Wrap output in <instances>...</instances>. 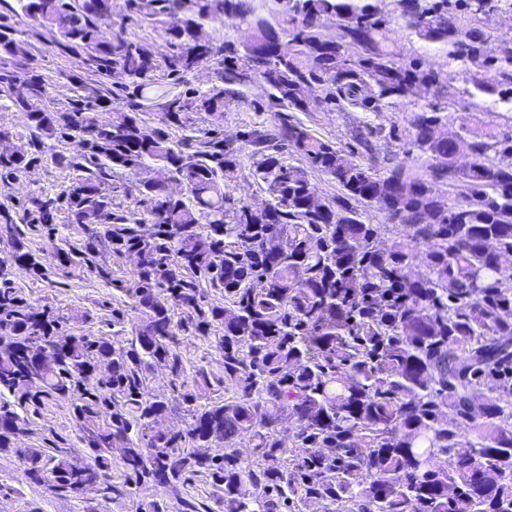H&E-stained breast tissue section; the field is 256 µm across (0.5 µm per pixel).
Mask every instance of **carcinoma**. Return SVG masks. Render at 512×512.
Segmentation results:
<instances>
[{
	"label": "carcinoma",
	"mask_w": 512,
	"mask_h": 512,
	"mask_svg": "<svg viewBox=\"0 0 512 512\" xmlns=\"http://www.w3.org/2000/svg\"><path fill=\"white\" fill-rule=\"evenodd\" d=\"M17 2L57 53L85 54L104 77L120 69L125 83L117 92L79 81L56 106L24 33L0 13V62L24 72L27 86L15 96L16 72L3 69L0 97L28 120L23 148L0 155V191L48 164L80 171L58 193L29 196L20 218L0 205V241L41 277L46 267L19 224L50 226L63 213L95 225L112 255L139 257L127 289L137 326L126 342L59 336L63 316L34 311L0 262V452L21 430L12 402L75 392L94 464L60 448L26 458L29 478L56 491L98 480L116 453L139 487L205 478L207 512H512V125L463 129L469 154L456 155L436 136L448 120V70L387 45L390 27H405L512 112V37L489 55L483 29V14L512 10V0H395L390 14L380 0H134L136 16L164 29L161 61L123 21L100 39L111 14L99 0ZM226 18L255 42L199 37ZM206 63L216 66L207 89L157 90V71L179 85ZM485 71L496 86L479 79ZM253 77L283 109L272 132L250 135L262 210L226 188L237 162L217 130L171 138L195 115L223 119ZM305 83L325 96L300 97ZM398 100L414 106L405 161L376 153L381 124L364 125L352 160L291 116L336 102L379 118ZM59 142L71 152L55 150ZM149 164L181 180L184 194L142 181L143 211L114 204L108 177ZM310 170L336 183V200L310 206ZM369 209L385 223H365ZM97 243L60 250L58 265L109 280L93 261ZM187 335L215 342L217 368L187 370L178 352ZM103 361L112 372L97 391L83 388ZM156 363L182 380L183 430L160 427L171 409L147 390ZM216 386L220 401L210 398ZM244 445L247 457L236 453Z\"/></svg>",
	"instance_id": "obj_1"
}]
</instances>
